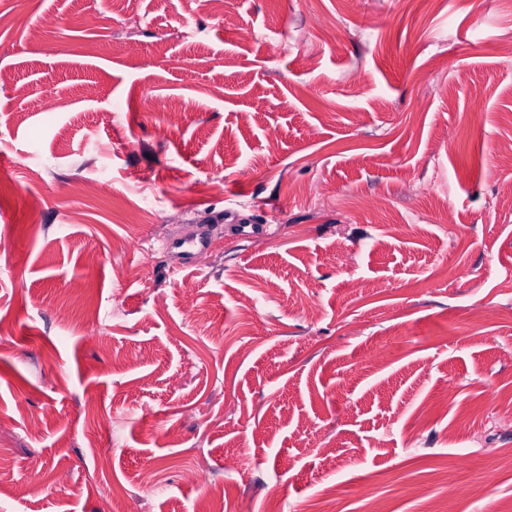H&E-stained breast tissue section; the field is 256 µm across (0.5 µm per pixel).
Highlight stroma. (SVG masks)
Here are the masks:
<instances>
[{"mask_svg":"<svg viewBox=\"0 0 512 512\" xmlns=\"http://www.w3.org/2000/svg\"><path fill=\"white\" fill-rule=\"evenodd\" d=\"M0 16V512H512V0ZM213 244V237L209 226L206 224H196L183 236L171 239L168 242L170 250L180 249L183 258V265H190L193 255L196 251L205 250Z\"/></svg>","mask_w":512,"mask_h":512,"instance_id":"1","label":"stroma"}]
</instances>
